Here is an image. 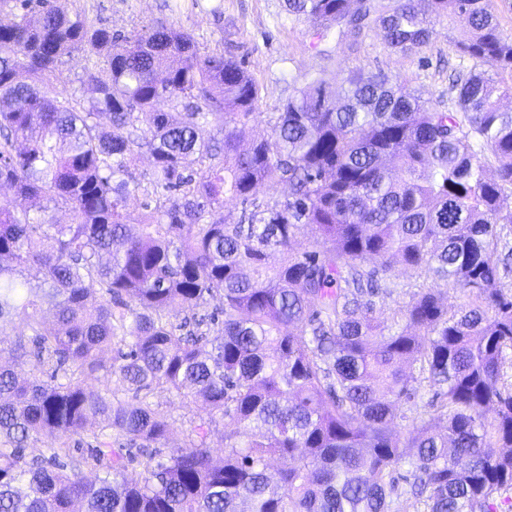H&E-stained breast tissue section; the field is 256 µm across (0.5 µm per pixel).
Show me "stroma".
<instances>
[{"instance_id":"35a3bbf8","label":"stroma","mask_w":512,"mask_h":512,"mask_svg":"<svg viewBox=\"0 0 512 512\" xmlns=\"http://www.w3.org/2000/svg\"><path fill=\"white\" fill-rule=\"evenodd\" d=\"M61 5L68 15L85 16L124 35L163 20L191 32L207 50L237 61L259 89L261 114L250 130L254 140L268 136V116L281 111L296 88L321 74L337 87L351 70L383 71L430 102L447 101L448 67L459 62L448 37L465 28L457 19L438 24L430 45L416 56L393 51L377 30L344 36L322 50L312 47L304 23L288 13L285 0H61ZM88 66L81 53L63 56L57 91L88 102ZM149 399L170 417L172 447L183 444L192 421L207 413L204 405L183 401L163 388L154 389Z\"/></svg>"}]
</instances>
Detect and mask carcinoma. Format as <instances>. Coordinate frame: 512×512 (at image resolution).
<instances>
[{"label":"carcinoma","mask_w":512,"mask_h":512,"mask_svg":"<svg viewBox=\"0 0 512 512\" xmlns=\"http://www.w3.org/2000/svg\"><path fill=\"white\" fill-rule=\"evenodd\" d=\"M6 8L0 184L27 206L0 204V512H396L401 490L427 512H499L512 489V248L498 252L512 235V36L493 0H288L314 46L378 29L417 54L462 19L453 47L470 65L446 106L381 71L353 70L334 92L320 75L246 148L258 88L190 33L157 21L122 36L51 0ZM72 52L92 62L86 106L52 94ZM278 183L288 200L257 201ZM229 198L249 205L235 222ZM304 225L318 240L298 254ZM395 262L465 301L422 283L380 323ZM18 313L27 330L9 334ZM100 377L102 390L85 384ZM423 382L432 399L400 411ZM158 387L209 408L181 446L166 447ZM38 443L53 453L27 458Z\"/></svg>","instance_id":"cac0c4a2"}]
</instances>
